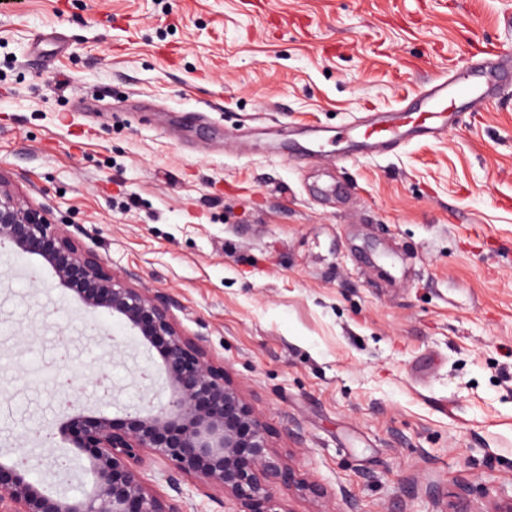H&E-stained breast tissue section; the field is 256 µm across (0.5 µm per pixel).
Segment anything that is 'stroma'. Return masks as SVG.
Instances as JSON below:
<instances>
[{"label": "stroma", "mask_w": 512, "mask_h": 512, "mask_svg": "<svg viewBox=\"0 0 512 512\" xmlns=\"http://www.w3.org/2000/svg\"><path fill=\"white\" fill-rule=\"evenodd\" d=\"M490 42L512 44V0H0V173L172 297L324 490L285 512L512 504V83L446 136L286 159ZM65 350L91 412L166 395L159 348L0 246V460L58 428Z\"/></svg>", "instance_id": "35a3bbf8"}]
</instances>
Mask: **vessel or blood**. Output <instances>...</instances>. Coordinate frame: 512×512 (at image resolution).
<instances>
[{
	"mask_svg": "<svg viewBox=\"0 0 512 512\" xmlns=\"http://www.w3.org/2000/svg\"><path fill=\"white\" fill-rule=\"evenodd\" d=\"M496 56V63L468 61L453 75L431 79L417 111L402 115L375 113L332 136L314 127L310 130L313 141L320 150L326 144H335V158L343 162L357 153L384 154L415 138L445 135L455 122L457 101H465L475 109L488 107L495 101L500 87L490 81V74L512 70V53L500 49Z\"/></svg>",
	"mask_w": 512,
	"mask_h": 512,
	"instance_id": "vessel-or-blood-1",
	"label": "vessel or blood"
}]
</instances>
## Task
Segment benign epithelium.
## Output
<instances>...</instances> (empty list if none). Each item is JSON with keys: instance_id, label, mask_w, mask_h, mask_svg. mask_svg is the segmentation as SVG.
<instances>
[{"instance_id": "obj_1", "label": "benign epithelium", "mask_w": 512, "mask_h": 512, "mask_svg": "<svg viewBox=\"0 0 512 512\" xmlns=\"http://www.w3.org/2000/svg\"><path fill=\"white\" fill-rule=\"evenodd\" d=\"M45 240L55 244L46 257L61 282L78 270L87 288L84 307L107 310L135 330L147 344L164 342L162 366L169 393L117 424L87 415L81 397L64 411L60 431L76 457L91 466L93 490L79 497L52 494L29 479L43 459L28 467L0 462V512H184L181 482L218 490L239 504L238 512H280V491L296 483L294 471L274 454L267 429L224 366L217 364L199 337L187 336L168 299L134 286L125 273L109 271L75 237L19 198L0 175V244L32 253ZM151 455L165 468L160 478L174 492L158 493L141 476Z\"/></svg>"}]
</instances>
